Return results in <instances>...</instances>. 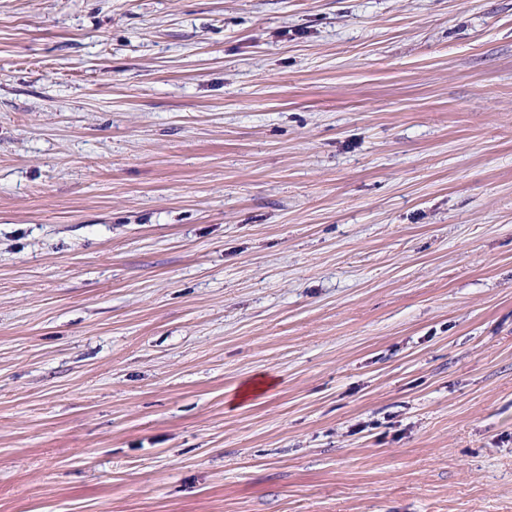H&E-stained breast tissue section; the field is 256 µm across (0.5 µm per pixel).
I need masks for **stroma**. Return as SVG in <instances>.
<instances>
[{"mask_svg":"<svg viewBox=\"0 0 512 512\" xmlns=\"http://www.w3.org/2000/svg\"><path fill=\"white\" fill-rule=\"evenodd\" d=\"M0 512H512V0H0Z\"/></svg>","mask_w":512,"mask_h":512,"instance_id":"stroma-1","label":"stroma"}]
</instances>
